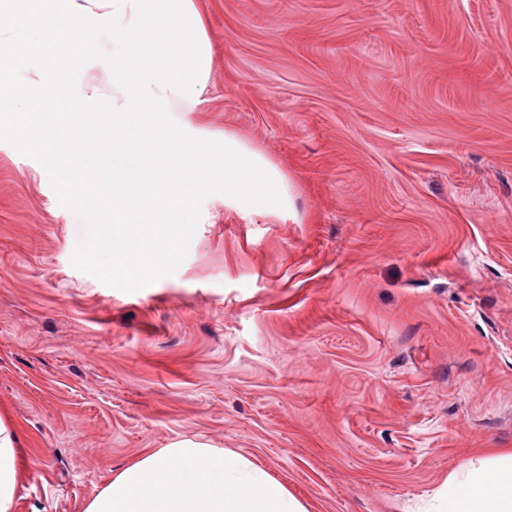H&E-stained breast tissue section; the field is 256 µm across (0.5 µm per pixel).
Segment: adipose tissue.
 <instances>
[{
  "instance_id": "adipose-tissue-1",
  "label": "adipose tissue",
  "mask_w": 512,
  "mask_h": 512,
  "mask_svg": "<svg viewBox=\"0 0 512 512\" xmlns=\"http://www.w3.org/2000/svg\"><path fill=\"white\" fill-rule=\"evenodd\" d=\"M25 453L11 417L0 413V512H14ZM83 512H307L248 458L184 437L123 468ZM437 512H512V451L470 462L448 477Z\"/></svg>"
}]
</instances>
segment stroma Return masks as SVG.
<instances>
[{
    "instance_id": "obj_1",
    "label": "stroma",
    "mask_w": 512,
    "mask_h": 512,
    "mask_svg": "<svg viewBox=\"0 0 512 512\" xmlns=\"http://www.w3.org/2000/svg\"><path fill=\"white\" fill-rule=\"evenodd\" d=\"M213 48L188 134L287 175L280 217L207 197L176 271L77 269L83 221L0 141V407L15 512H82L181 437L308 512H428L512 448V0H196ZM11 417L0 413V512H13L25 473V453Z\"/></svg>"
}]
</instances>
